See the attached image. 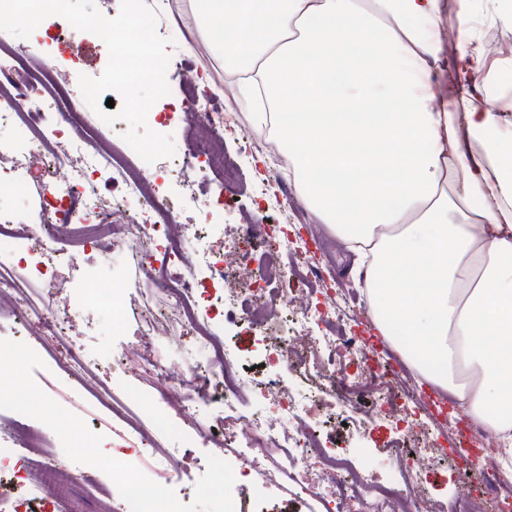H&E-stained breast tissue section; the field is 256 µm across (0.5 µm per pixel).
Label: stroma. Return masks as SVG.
Wrapping results in <instances>:
<instances>
[{"instance_id": "1", "label": "stroma", "mask_w": 512, "mask_h": 512, "mask_svg": "<svg viewBox=\"0 0 512 512\" xmlns=\"http://www.w3.org/2000/svg\"><path fill=\"white\" fill-rule=\"evenodd\" d=\"M44 24L50 32L70 34L74 52L84 58L83 74L101 75L108 61V51L99 37L87 32L73 33L71 25L59 16L46 18ZM194 38V51L182 54L183 66L167 73L171 92L191 79L209 88L219 102L232 103L234 82L224 74L199 65V54L209 53L210 46L202 33H195ZM253 131L247 114L243 113L239 116L238 127L224 134L225 152L240 161L239 187L235 197L224 201V220L211 235L213 248H221L225 240L236 236L239 224L249 219L286 226L293 252L307 254L320 268L324 287L335 291L340 298L354 295L358 307H367L361 283L349 272L351 253L326 225L316 222L298 199L283 198L282 191L289 181L282 170L273 167L270 155L250 148ZM162 189L170 198L183 201L178 233L186 242H193L197 217L189 202L190 194L198 189L219 191L217 177L207 172L196 173L190 181L171 176L163 181ZM103 245L107 249L106 256L79 261L73 269L71 285L80 287L90 278L98 288L122 292L126 298L121 309L88 311L80 326L81 332L90 336L88 351L98 359L97 374L108 382L116 374L141 372L131 339L118 335L116 324H138L143 308L165 307L166 298L162 293L151 292L142 269L126 253L113 249L111 239H104ZM220 326L226 341L238 348L240 365L247 378L262 379L267 373L265 359L252 329L235 318L224 319ZM64 354V348L60 347L55 356L27 357L18 365L11 356L0 358V388L10 391L13 400L12 406L0 409V424L10 425L20 413H27L42 427L48 451L58 468L76 481L80 478L79 467L94 450V442L115 444L124 427L87 389L84 381L55 364V357ZM408 420L419 432L412 454H422L436 462L420 494L426 512H433L435 507L455 499L465 479L462 470L448 468L460 417L453 413L441 417L421 410L409 414ZM318 424L337 453L356 454L376 478L401 482L403 465L385 452L383 435L363 432L359 425L347 422L341 409L319 418ZM143 473L158 487L160 506L164 510L171 507L175 512H224L223 496L213 487L216 472L211 467L178 471L164 478L155 476L147 465ZM246 494L253 499L254 512H318L319 509L318 503L308 496L292 493L291 482L284 473L262 492L250 488Z\"/></svg>"}]
</instances>
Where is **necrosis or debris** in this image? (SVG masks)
<instances>
[{
	"mask_svg": "<svg viewBox=\"0 0 512 512\" xmlns=\"http://www.w3.org/2000/svg\"><path fill=\"white\" fill-rule=\"evenodd\" d=\"M69 86V67L32 63L0 41V158L15 159L10 169L0 168V192L21 193L31 182L43 183L38 225L0 212V295L16 298L13 305H0V322L31 320L41 326L43 335L57 338L64 334V323H78L88 310L124 303V296L88 286L74 297L64 296L65 270L74 260L61 257L54 231L66 229L80 239L84 250L99 253L101 231L110 225L112 206L134 205L119 242L147 273L151 287L166 296L181 325L195 336L194 346L180 351L186 374L170 389L180 394L182 412L195 420L194 440L208 447L210 459L224 463V512H249L239 491L242 477L253 476L261 485L271 483L270 475L251 469L255 452L269 449L279 451L281 467L293 485L313 496L323 512L339 496L360 501L364 512H418V491L428 478L426 471H407L399 487L378 481L357 459L336 456L326 448L311 418L326 398L349 409L371 394L374 416L364 426L372 432L398 423L401 415L421 406L418 386L396 350L370 356L367 337L337 335V328L356 315L353 298L294 307V295L312 290L320 273L305 259L296 260L293 271H286L289 241L269 239L263 224H247L241 231L244 240L267 241L253 288L225 295L224 283L237 274L227 255L201 236L194 260L184 258L180 242L169 233L180 217L179 204L160 191L152 165L129 149L101 147L112 128L87 110L81 96H71L67 107L59 106L57 96L68 94ZM180 107L187 148L168 159L166 172L183 177L197 168L216 169L223 176L225 192L232 191L237 184L236 164L217 149L227 113L199 89L191 90ZM64 164L70 168L68 179L50 181V174ZM104 181L110 182V193L102 192ZM28 284L39 286V299L25 293ZM230 314L265 330L283 320L291 322L292 335L271 337L266 346L275 372L261 380L246 379L236 347L214 331L216 319ZM163 333L161 316L152 312L145 314L137 329L141 360L159 381L166 378L165 362L155 354L154 342ZM200 351L207 355L202 371L195 365ZM290 370L311 381V395L283 386L281 374ZM106 399L113 415L126 424L124 443L117 449L120 460L112 468L124 503L113 506L112 512H159L153 484L140 477L138 448L147 431L140 414L152 411L158 399L120 383L107 391ZM257 404L264 405L268 420L253 418L251 409ZM43 446L37 424L0 427V472H8L21 489L20 495L0 500V512H62L58 500L29 494L55 474ZM459 453L479 471L480 485L467 500L449 506L448 512H512V480L494 449L476 453L463 447ZM313 457L320 463L314 478L309 475Z\"/></svg>",
	"mask_w": 512,
	"mask_h": 512,
	"instance_id": "4bbe7bcc",
	"label": "necrosis or debris"
}]
</instances>
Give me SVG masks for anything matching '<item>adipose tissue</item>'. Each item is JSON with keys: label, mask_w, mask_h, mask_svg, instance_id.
<instances>
[{"label": "adipose tissue", "mask_w": 512, "mask_h": 512, "mask_svg": "<svg viewBox=\"0 0 512 512\" xmlns=\"http://www.w3.org/2000/svg\"><path fill=\"white\" fill-rule=\"evenodd\" d=\"M236 104L264 98L288 179L354 254L365 294L415 337L417 373L507 445L512 473V113L480 101L479 26L512 0H191ZM457 3V0H446V16L448 20L443 26L442 33L446 53L448 47V60L456 58L459 52L456 35V31H458ZM449 35H451V41H448Z\"/></svg>", "instance_id": "1"}]
</instances>
